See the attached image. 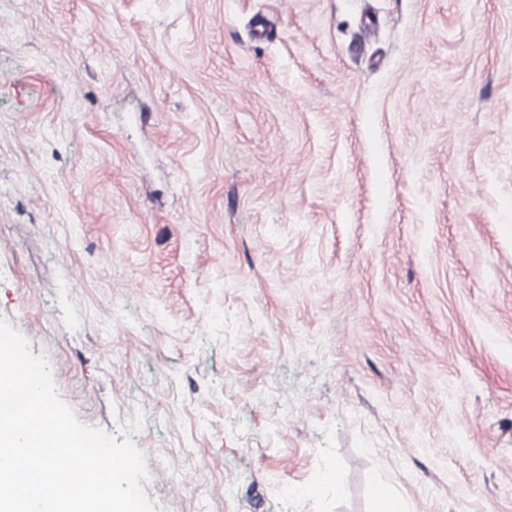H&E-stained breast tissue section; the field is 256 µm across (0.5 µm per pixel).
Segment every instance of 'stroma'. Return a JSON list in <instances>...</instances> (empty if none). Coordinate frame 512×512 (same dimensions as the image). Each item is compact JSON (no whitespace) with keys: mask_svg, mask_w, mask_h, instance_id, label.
Segmentation results:
<instances>
[{"mask_svg":"<svg viewBox=\"0 0 512 512\" xmlns=\"http://www.w3.org/2000/svg\"><path fill=\"white\" fill-rule=\"evenodd\" d=\"M0 317L156 512H512V0H0Z\"/></svg>","mask_w":512,"mask_h":512,"instance_id":"1","label":"stroma"}]
</instances>
